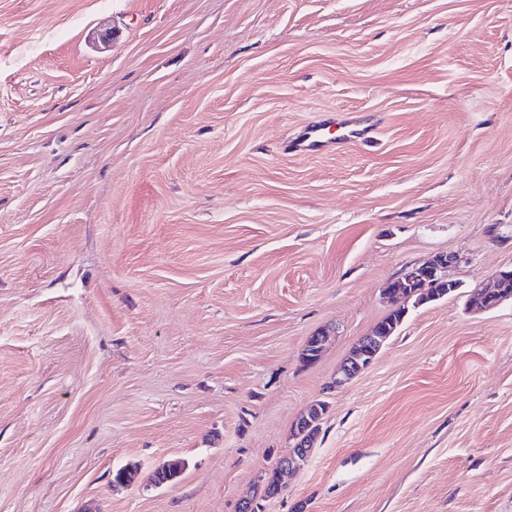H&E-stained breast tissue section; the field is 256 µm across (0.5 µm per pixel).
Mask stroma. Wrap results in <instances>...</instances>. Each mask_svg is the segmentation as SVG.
I'll use <instances>...</instances> for the list:
<instances>
[{
  "label": "stroma",
  "instance_id": "35a3bbf8",
  "mask_svg": "<svg viewBox=\"0 0 512 512\" xmlns=\"http://www.w3.org/2000/svg\"><path fill=\"white\" fill-rule=\"evenodd\" d=\"M510 266L512 0H0V512H238L320 399L264 512H512ZM331 127H336V135L333 137L328 136ZM372 130L370 126H361L352 112L333 115L325 121L304 127L289 142V150L297 156L329 152L336 148V144L344 145L356 139L368 137ZM456 261L455 255L439 254L420 265L407 267L394 285L399 298L408 302L416 294L427 297L432 288H439L446 283L444 273L448 265ZM511 281L512 267L499 270L494 276L493 286H476V288H482L483 291L478 297L469 299L470 306L478 311H489L505 302H512V291L506 290V286ZM508 288L512 290V282L508 285ZM389 336H370L369 339L365 342L361 351H359L354 369H356V373L354 369L350 367H343L338 373L339 377L336 378V386H341L348 380H351L362 370L367 369L375 360L377 354L379 353L382 344L384 341L388 339Z\"/></svg>",
  "mask_w": 512,
  "mask_h": 512
}]
</instances>
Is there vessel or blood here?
Segmentation results:
<instances>
[{
    "mask_svg": "<svg viewBox=\"0 0 512 512\" xmlns=\"http://www.w3.org/2000/svg\"><path fill=\"white\" fill-rule=\"evenodd\" d=\"M370 127L361 125L353 113L347 112L304 127L289 143V150L297 156H308L334 150L354 140L367 137Z\"/></svg>",
    "mask_w": 512,
    "mask_h": 512,
    "instance_id": "1",
    "label": "vessel or blood"
}]
</instances>
